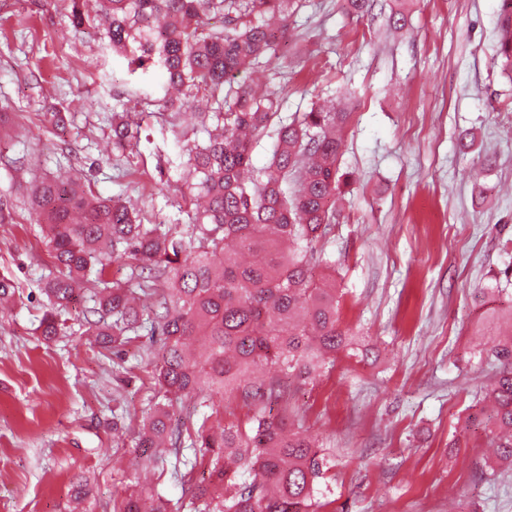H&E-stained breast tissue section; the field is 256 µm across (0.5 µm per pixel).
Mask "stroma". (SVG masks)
Listing matches in <instances>:
<instances>
[{"instance_id":"obj_1","label":"stroma","mask_w":512,"mask_h":512,"mask_svg":"<svg viewBox=\"0 0 512 512\" xmlns=\"http://www.w3.org/2000/svg\"><path fill=\"white\" fill-rule=\"evenodd\" d=\"M500 0H294L290 37L242 73L279 92L283 116L347 112L339 173L348 184L320 241L343 289L340 320L369 352L338 354L293 409L322 441L318 512H512V469L485 465L476 421L498 364L489 349L512 316V78L497 55ZM405 8L409 26L389 16ZM72 0H0V512H113L145 480L182 495L172 465L138 467L159 337L119 353L88 334L89 297L58 313L44 340L43 293L55 269L35 182L84 170L95 195L128 202L148 224H184L185 149L205 141L197 109L165 112V76L130 73L98 22L75 25ZM140 124L132 154L112 150V115ZM65 117L57 127L56 114ZM472 146L460 150L461 134Z\"/></svg>"}]
</instances>
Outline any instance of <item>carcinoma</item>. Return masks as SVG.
I'll list each match as a JSON object with an SVG mask.
<instances>
[{"label": "carcinoma", "mask_w": 512, "mask_h": 512, "mask_svg": "<svg viewBox=\"0 0 512 512\" xmlns=\"http://www.w3.org/2000/svg\"><path fill=\"white\" fill-rule=\"evenodd\" d=\"M288 0H102L106 47L130 72L158 66L182 92L172 108L198 94H222L208 115L221 129L188 150L197 179L182 204L189 223L144 224L119 199L82 187V177L43 180L33 201L45 214L46 245L58 275L44 288L50 309L38 329L59 334L56 310L90 288L91 313L112 319L93 335L117 350L145 329L163 336L155 356L157 402L139 432L145 465L173 462L183 484L176 504L157 490L132 486L115 512H310L324 456L319 441L273 416L267 402L288 404L287 380L312 385L351 348L340 328L336 279L316 244L336 223L338 158L345 114L312 108L284 118L275 93L234 84L235 74L274 52L288 36ZM221 15L224 27H209ZM498 52L512 70V0H501ZM276 143L269 165L253 170V144ZM132 123L112 116V146L133 150ZM135 261L128 276L106 278L112 256ZM499 364L486 394L484 426L494 465L512 466V333L494 341ZM276 374L257 376L266 367ZM241 402L245 422L196 410L173 424L169 409L187 399Z\"/></svg>", "instance_id": "obj_1"}]
</instances>
